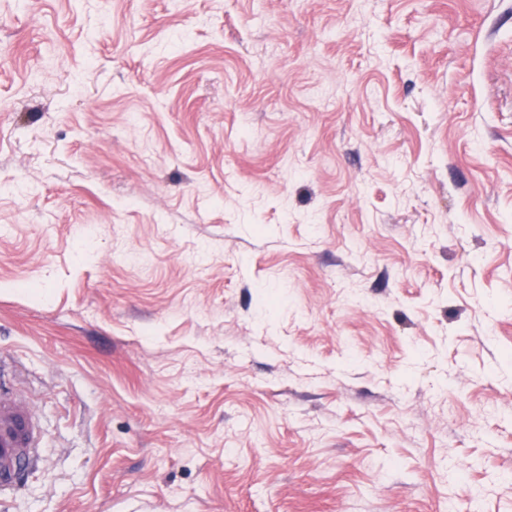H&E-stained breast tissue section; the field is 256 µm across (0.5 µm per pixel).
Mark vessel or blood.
Masks as SVG:
<instances>
[{"instance_id":"b4317fda","label":"vessel or blood","mask_w":512,"mask_h":512,"mask_svg":"<svg viewBox=\"0 0 512 512\" xmlns=\"http://www.w3.org/2000/svg\"><path fill=\"white\" fill-rule=\"evenodd\" d=\"M42 433L27 402L0 382V495H8L21 475L40 461Z\"/></svg>"}]
</instances>
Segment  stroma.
Masks as SVG:
<instances>
[{
    "instance_id": "stroma-1",
    "label": "stroma",
    "mask_w": 512,
    "mask_h": 512,
    "mask_svg": "<svg viewBox=\"0 0 512 512\" xmlns=\"http://www.w3.org/2000/svg\"><path fill=\"white\" fill-rule=\"evenodd\" d=\"M0 512H512V0H0ZM42 433L27 402L5 381L0 382V495L7 496L24 473L40 462Z\"/></svg>"
}]
</instances>
